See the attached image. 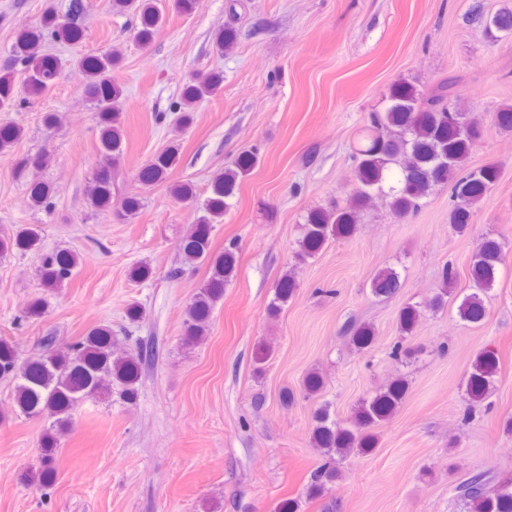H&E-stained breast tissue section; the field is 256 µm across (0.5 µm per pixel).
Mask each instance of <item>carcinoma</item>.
I'll return each mask as SVG.
<instances>
[{
  "label": "carcinoma",
  "mask_w": 512,
  "mask_h": 512,
  "mask_svg": "<svg viewBox=\"0 0 512 512\" xmlns=\"http://www.w3.org/2000/svg\"><path fill=\"white\" fill-rule=\"evenodd\" d=\"M159 2L112 0V11L139 17L140 28L135 37L146 46L163 21ZM85 11L84 0H69L64 15L48 9L38 25L18 33L9 63L0 70V109L14 105L20 91L39 96L50 88L60 69L57 60L45 52L44 40L49 36L69 44L80 42L84 38L81 20ZM475 17L484 19L485 29L492 37L501 41L512 39V8L505 6L486 18L477 10ZM214 42L222 51L233 49L237 43L234 25L229 22L217 30ZM123 61L118 48L79 61L85 76L84 92L96 115L102 155L114 163L123 154L121 112L125 91L112 82L110 73L120 68ZM223 81L222 74L213 73L202 80L186 82L175 106L176 125H190L197 105L216 94ZM458 84L457 80L444 79L422 89L410 82L391 86L385 108L369 113L360 134L349 197L307 211L303 223L298 225L292 260L274 286L268 305L270 314H278L295 295L299 287L297 270L315 258L328 241L356 234L363 213L378 202L394 215L405 218L421 209L425 199L435 191L448 186L449 224L459 236L470 232L475 208L487 200L499 171L494 165L466 167L471 146L484 135L486 127L480 119L456 110ZM23 135L24 129L19 126L1 127L0 153L10 151ZM179 147L178 142H172L144 166L139 173L143 185L153 186L170 179ZM257 163V153H243L212 180L211 193L199 207L196 228L180 244L183 263L192 266L206 263L210 268L209 278L185 308L184 344L189 347L206 339L212 311L224 297V286L234 277L238 264V245L234 241L222 253L211 252V229L232 207L239 183ZM52 193L51 185L44 182L29 187V198L35 207L48 203ZM87 199L92 208L108 211L119 219L134 215L142 205L140 196H126L115 202L112 177L105 168L95 173ZM39 242L38 230L30 224H21L13 233L0 237V258L15 252L36 253L40 284L45 290L54 291L77 273L82 258L65 250L43 253L38 248ZM504 258L498 239L486 236L477 244L470 263L469 286L456 307L460 321L478 324L485 319L484 299L498 282ZM455 279L454 272L443 270L441 283L430 297L409 302L399 310L398 330L402 340H411L426 315L448 306V287ZM401 286V271L394 266L383 268L370 281L372 294L385 300L393 298ZM345 333L356 349L364 350L371 346L375 328L369 323L351 321ZM151 357L152 349L146 346L116 354L112 326L108 324L95 326L85 336L64 346L56 344L54 337L46 336L42 351L24 360L19 358L13 343L0 338V380L13 385L16 415L44 421L38 443L39 468L26 473L33 486L53 483L55 455L61 438L72 430L74 417L85 403L100 397L110 399L114 393L126 404L135 403L141 368ZM499 369L495 350L486 347L478 352L465 381L467 398L472 402L482 401L494 386ZM408 390V376L400 373L362 400L346 419L336 417L326 403L314 410L312 444L327 462L310 474L308 497H323L336 488L342 476L336 459L367 453L376 447L374 428L395 414ZM457 494L466 512H512V478L496 479L477 473L458 486Z\"/></svg>",
  "instance_id": "obj_1"
}]
</instances>
